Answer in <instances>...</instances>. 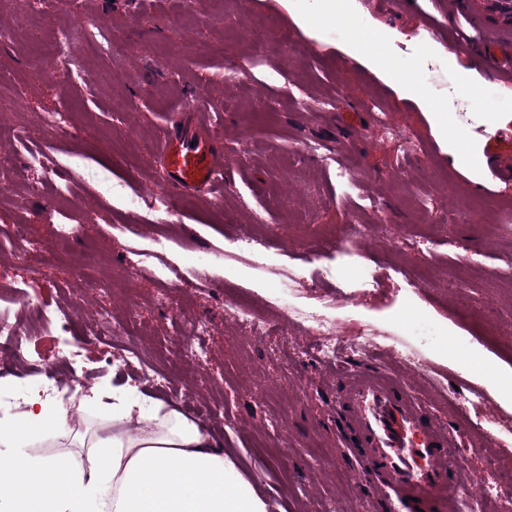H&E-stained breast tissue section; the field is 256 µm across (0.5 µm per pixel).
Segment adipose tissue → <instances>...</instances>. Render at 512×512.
Returning <instances> with one entry per match:
<instances>
[{"instance_id":"obj_1","label":"adipose tissue","mask_w":512,"mask_h":512,"mask_svg":"<svg viewBox=\"0 0 512 512\" xmlns=\"http://www.w3.org/2000/svg\"><path fill=\"white\" fill-rule=\"evenodd\" d=\"M49 423L68 434L66 409L34 395L0 424V512H268L221 444L163 402L113 395L83 462L35 454Z\"/></svg>"}]
</instances>
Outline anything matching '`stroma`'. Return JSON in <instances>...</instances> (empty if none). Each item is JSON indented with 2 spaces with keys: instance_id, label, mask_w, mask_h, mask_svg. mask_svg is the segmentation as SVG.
I'll use <instances>...</instances> for the list:
<instances>
[{
  "instance_id": "obj_1",
  "label": "stroma",
  "mask_w": 512,
  "mask_h": 512,
  "mask_svg": "<svg viewBox=\"0 0 512 512\" xmlns=\"http://www.w3.org/2000/svg\"><path fill=\"white\" fill-rule=\"evenodd\" d=\"M76 12L108 25L123 62L75 44L76 77L63 93L44 83L34 50ZM427 16L445 19L435 0L406 11L379 0H192L184 11L174 0L0 5V30L23 19L31 33L0 41L12 72L0 99L21 101L7 120L53 167L51 184L36 187L26 151L0 139V155L13 160L11 190L0 195V313L27 349L25 360H0V387L12 391L0 417L23 410L30 381L46 373L81 397L128 391L137 375L141 394L223 443L270 512L333 503L387 512L353 487L355 460L339 446L336 373L358 365L348 348L357 339L407 367L414 394L460 449L493 435L473 450L468 491L483 512H512V434L492 421L512 420V399L456 357L473 349L512 376V231L486 222L512 215V184L486 164L488 153L512 152V88L471 53L477 33L466 20L455 23L459 42L443 43L425 35ZM369 37L372 58L360 51ZM196 95L214 108L212 133L224 142L222 200L198 191L156 211L127 205L162 181L160 139ZM50 112L67 113V124L48 126ZM19 224L39 245L37 264L10 255ZM64 224L77 231L61 251ZM245 227L265 237L262 260L234 251ZM205 252L219 259L202 275ZM158 261L170 279L155 278ZM368 276L375 287L344 302L347 286ZM102 277L110 287L83 293L84 281ZM233 294L264 319L263 337L246 339L226 317ZM39 311L58 322L36 320ZM104 314L125 327L139 359L100 331ZM312 315L344 330L334 360L319 353ZM196 320L207 333L192 335ZM74 335L77 363L64 357Z\"/></svg>"
}]
</instances>
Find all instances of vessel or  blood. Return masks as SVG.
Listing matches in <instances>:
<instances>
[{
    "label": "vessel or blood",
    "mask_w": 512,
    "mask_h": 512,
    "mask_svg": "<svg viewBox=\"0 0 512 512\" xmlns=\"http://www.w3.org/2000/svg\"><path fill=\"white\" fill-rule=\"evenodd\" d=\"M453 14L479 32L470 48H495L489 78L512 84V0H454ZM209 118L191 103L189 119H177L163 139L166 191L222 193L224 145L197 132ZM338 388L339 407L360 450L352 481L399 501L401 512H461L468 459L447 427L411 393L404 376L379 356L372 366L347 371Z\"/></svg>",
    "instance_id": "1"
}]
</instances>
